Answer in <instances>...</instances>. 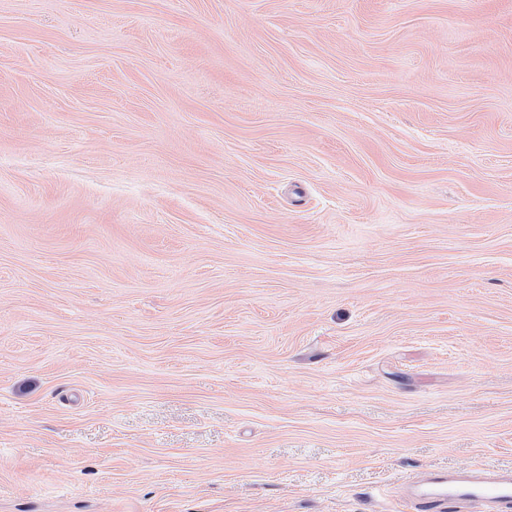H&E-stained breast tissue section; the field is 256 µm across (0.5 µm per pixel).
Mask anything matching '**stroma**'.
Returning <instances> with one entry per match:
<instances>
[{
    "instance_id": "1",
    "label": "stroma",
    "mask_w": 512,
    "mask_h": 512,
    "mask_svg": "<svg viewBox=\"0 0 512 512\" xmlns=\"http://www.w3.org/2000/svg\"><path fill=\"white\" fill-rule=\"evenodd\" d=\"M512 467V0H0V512H398Z\"/></svg>"
}]
</instances>
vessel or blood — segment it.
<instances>
[{
  "label": "vessel or blood",
  "instance_id": "vessel-or-blood-1",
  "mask_svg": "<svg viewBox=\"0 0 512 512\" xmlns=\"http://www.w3.org/2000/svg\"><path fill=\"white\" fill-rule=\"evenodd\" d=\"M401 500L411 512H448L473 503L485 512H512V472L470 469L413 477L404 483Z\"/></svg>",
  "mask_w": 512,
  "mask_h": 512
}]
</instances>
